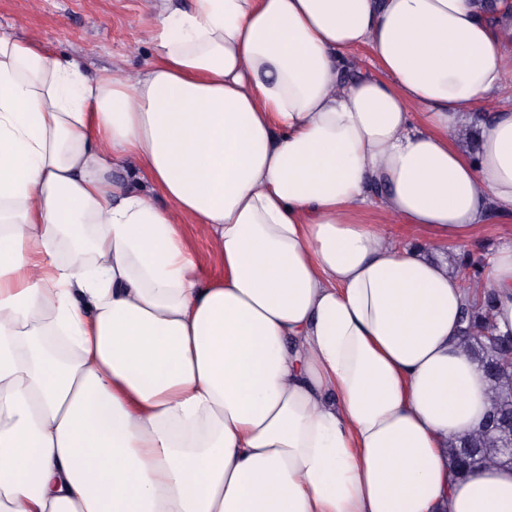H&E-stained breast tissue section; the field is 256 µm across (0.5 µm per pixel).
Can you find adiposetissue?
I'll use <instances>...</instances> for the list:
<instances>
[{
	"mask_svg": "<svg viewBox=\"0 0 512 512\" xmlns=\"http://www.w3.org/2000/svg\"><path fill=\"white\" fill-rule=\"evenodd\" d=\"M148 31L92 77L0 33V512H512V468L448 465L490 401L428 254L512 215V37L480 0H153ZM483 287L512 331V244ZM183 232L200 266L202 279L209 281L220 276L223 271V265L209 251L206 227L202 224H186Z\"/></svg>",
	"mask_w": 512,
	"mask_h": 512,
	"instance_id": "ef3b65f1",
	"label": "adipose tissue"
}]
</instances>
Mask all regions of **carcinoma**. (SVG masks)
Here are the masks:
<instances>
[{
    "label": "carcinoma",
    "instance_id": "obj_1",
    "mask_svg": "<svg viewBox=\"0 0 512 512\" xmlns=\"http://www.w3.org/2000/svg\"><path fill=\"white\" fill-rule=\"evenodd\" d=\"M485 265V258L463 252L454 267L462 287L471 290L461 310L463 345L480 365L490 390V406L481 428L448 444V462L460 473L488 464L512 467L504 454L506 442L512 441V356L501 352L500 336L490 325L496 295L477 289Z\"/></svg>",
    "mask_w": 512,
    "mask_h": 512
}]
</instances>
